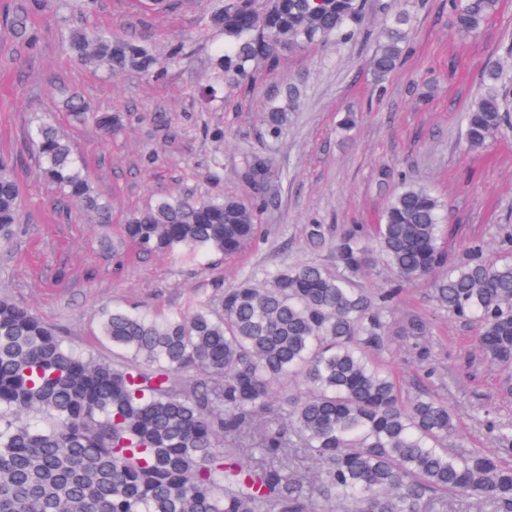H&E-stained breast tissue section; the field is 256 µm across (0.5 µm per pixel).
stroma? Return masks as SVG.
<instances>
[{
    "instance_id": "obj_1",
    "label": "stroma",
    "mask_w": 512,
    "mask_h": 512,
    "mask_svg": "<svg viewBox=\"0 0 512 512\" xmlns=\"http://www.w3.org/2000/svg\"><path fill=\"white\" fill-rule=\"evenodd\" d=\"M210 7V0H178L176 9L158 14L140 0H98L81 19L49 10L29 20L38 36L32 47L0 23V154L16 158L22 189L21 222L0 242V293L74 347L112 362L111 348L95 337L102 307L179 312L221 295L246 274L306 262L335 270L332 246H311L306 226L325 225L333 239L354 225L372 226L405 180L429 187L446 204L442 244L449 254L479 240L488 257H499V234L512 225V133L471 151L463 118L485 66L512 69V0H499L475 35L453 29L449 0H368L358 37L306 46L252 78L225 82L219 102L205 96L219 41L206 25ZM403 9L412 17L403 60L376 83L369 65L375 32ZM76 23L146 40L161 55L179 41L184 57L158 81L136 72L113 77L92 71L71 58L61 36ZM291 84L303 90L293 121L279 140H268L259 116ZM63 87L79 91L90 111L118 116V124L107 133L73 121L59 103ZM348 112L355 124L345 131L340 123ZM44 116L70 136L95 189L110 199L111 223L63 215L55 187L38 176L25 136ZM245 150L269 158L281 178L251 246L232 257L162 252L115 262L120 224L159 196L254 201L252 186L239 175ZM412 314L427 321L434 370L416 364L409 344L395 343L387 362L404 396L426 389L447 400L460 428L454 450L497 452L496 427L512 422V398L501 396L499 371L483 361L475 325L436 309L427 280L407 285L391 322Z\"/></svg>"
}]
</instances>
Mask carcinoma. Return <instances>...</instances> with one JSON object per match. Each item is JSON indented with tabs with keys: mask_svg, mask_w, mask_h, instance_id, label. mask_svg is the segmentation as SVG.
Returning a JSON list of instances; mask_svg holds the SVG:
<instances>
[{
	"mask_svg": "<svg viewBox=\"0 0 512 512\" xmlns=\"http://www.w3.org/2000/svg\"><path fill=\"white\" fill-rule=\"evenodd\" d=\"M364 0H213L209 25L224 35L212 54L215 81L245 80L260 63L314 43L347 41L365 22ZM498 0H451L453 28L475 34ZM97 0H20L10 25L32 44L30 16L63 8L87 14ZM410 16L380 29L370 60L384 80L402 61ZM82 65L117 76L156 79L183 57L159 58L140 41L81 27L64 32ZM464 116L469 150L512 130L504 94L512 74L494 64ZM288 104L261 113L265 135L288 127ZM39 172L78 209L109 220L110 203L92 186L70 140L50 122L28 129ZM242 178L260 203L160 196L129 215L113 245L124 249L241 253L257 237L258 215L277 192L270 161L245 158ZM21 187L0 158V240L19 223ZM444 204L404 183L368 237L360 226L334 245L337 272L316 263L248 276L221 299L186 312L147 315L120 306L98 317V334L121 360H96L69 346L26 308L0 296V512H435L458 495L512 512V467L481 448L453 453L455 416L422 391L404 399L381 363L392 351L393 308L401 287L428 278L436 306L477 325L483 357L504 373L512 395V228L507 257L485 258L473 241L451 257L440 244ZM381 265L397 285L377 293L355 279ZM426 322L400 329L419 364L430 366ZM282 378L304 391L276 397Z\"/></svg>",
	"mask_w": 512,
	"mask_h": 512,
	"instance_id": "cac0c4a2",
	"label": "carcinoma"
}]
</instances>
